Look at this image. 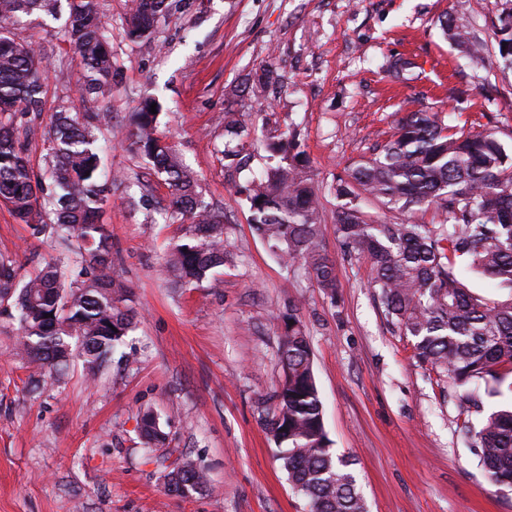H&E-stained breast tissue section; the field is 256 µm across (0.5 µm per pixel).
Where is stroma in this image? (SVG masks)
I'll use <instances>...</instances> for the list:
<instances>
[{
  "label": "stroma",
  "mask_w": 512,
  "mask_h": 512,
  "mask_svg": "<svg viewBox=\"0 0 512 512\" xmlns=\"http://www.w3.org/2000/svg\"><path fill=\"white\" fill-rule=\"evenodd\" d=\"M128 3L103 4L123 74L105 100L78 93L84 61L64 19L44 16L24 32L50 66L46 103L63 96L73 111L111 117L103 163L123 182L103 220L136 329L96 381L76 363L54 382L16 357L17 324L0 311V512H309L264 422L280 372L278 317L292 303L312 347L331 450L351 461L369 512H512V489L487 481L465 435L492 403L461 406L417 359L413 338L386 323L367 262L347 257L336 234L341 202L328 190L409 111L512 144V70L499 50L500 15L512 0H172L153 49L127 38ZM450 14L465 16L481 54L444 33ZM399 56L414 62V80L387 71ZM267 68L273 75L261 80ZM154 95L160 130L223 214L231 253L214 278L190 287L163 268L189 225L167 217L168 186L128 146L129 113ZM228 112L251 138L225 131ZM292 125L335 262L332 299L270 254L237 192L265 167L267 141ZM132 191L150 212L130 208ZM54 253L51 239L33 238L0 205V254L26 272ZM146 409L165 422V446L142 443ZM180 456L206 473L203 491L167 490L163 474Z\"/></svg>",
  "instance_id": "1"
}]
</instances>
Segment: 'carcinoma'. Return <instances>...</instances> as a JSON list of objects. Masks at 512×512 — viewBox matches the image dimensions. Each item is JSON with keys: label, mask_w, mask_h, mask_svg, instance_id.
<instances>
[{"label": "carcinoma", "mask_w": 512, "mask_h": 512, "mask_svg": "<svg viewBox=\"0 0 512 512\" xmlns=\"http://www.w3.org/2000/svg\"><path fill=\"white\" fill-rule=\"evenodd\" d=\"M60 0H0V204L34 238L49 236L67 251L21 275L0 256V305L16 312L20 355L43 369L74 360L94 378L134 328V314L120 306L127 285L112 270V232L102 220L114 178L103 173L100 112H72L60 98L44 109L47 81L41 54L20 34L24 17L56 16ZM70 44L85 61L80 83L92 100L112 97L120 72L108 46L102 0H67ZM168 0H131L127 37L152 43L169 14ZM443 30L472 49L468 26L450 16ZM387 69L413 79L407 58ZM156 99L132 114L131 145L171 189L170 218H187L191 230L166 254L165 266L186 286L210 277L229 261L224 220L212 212L198 179L175 145L159 132ZM44 125L42 161L48 183L34 177L24 147L35 124ZM279 162L242 187L253 229L284 266L300 265L329 299L336 296L333 261L321 244L320 210L296 136L268 145ZM336 195L350 205L336 213V232L349 256L365 259L386 322L415 340L420 362L448 379L462 403L484 389L489 397L512 394V153L490 130L444 125L434 113L409 112L379 153L352 164L338 179ZM367 194L407 216L395 224L368 218L355 200ZM435 207L445 219L422 224L415 215ZM80 271L68 279L72 258ZM468 272L507 291L490 299L472 291ZM278 350L281 375L265 424L293 488L310 512H367L351 461L332 455L313 352L296 313L282 319ZM145 445L166 441L151 410L138 422ZM466 437L491 485L512 488V402L468 427ZM166 487L184 484L196 493L204 473L187 458L164 476Z\"/></svg>", "instance_id": "cac0c4a2"}]
</instances>
